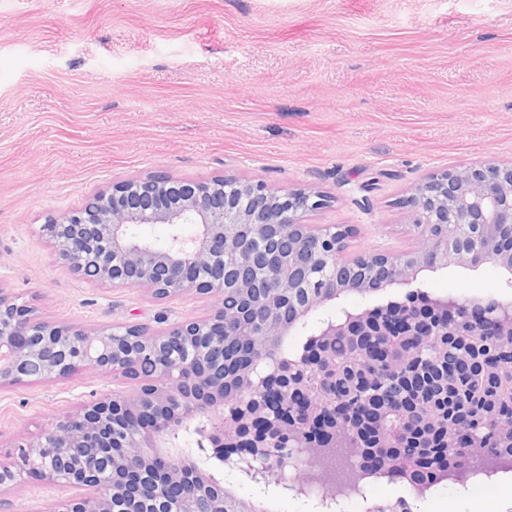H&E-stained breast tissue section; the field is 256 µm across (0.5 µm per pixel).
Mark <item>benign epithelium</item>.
<instances>
[{"instance_id":"obj_1","label":"benign epithelium","mask_w":512,"mask_h":512,"mask_svg":"<svg viewBox=\"0 0 512 512\" xmlns=\"http://www.w3.org/2000/svg\"><path fill=\"white\" fill-rule=\"evenodd\" d=\"M419 229L417 245L403 254L343 257L347 235L334 226L318 229L305 215L326 207L327 196L307 189L280 192L263 181H240L224 175L208 179H175L157 174L146 180L125 179L95 193L79 209L49 217L43 235L56 260L78 278L109 288H142L157 299L192 291L212 301L202 318L170 324L155 333L143 324L103 326L88 331L73 324L41 319L35 309L19 303L0 287V388L30 381L66 379L76 368L121 378L134 387L102 397L60 417L36 439L17 445L15 467L0 463V487L22 475L50 486H66L79 494L52 512H116L128 499L118 473L124 471L141 487L145 471L153 472L155 512H225L223 479L177 446V431L195 429L219 441L223 453L212 451L221 466L237 471L240 480L267 486L270 477L288 467L294 448H321L340 434L357 430L356 406L380 395L372 386L346 379L339 389L314 393L294 380L273 386L277 367L242 365L236 369L237 389L224 395V326L245 320L259 305L266 318L257 329L263 343L278 341L307 325L308 316L343 295H369L396 286H411L423 271L448 267L476 268L491 261L512 274V249L499 247V226H512V164L486 161L448 168L418 184L408 199ZM166 224L169 245L159 248L139 228ZM318 279L326 291L305 293ZM233 292L235 308L224 306ZM448 298L433 299L432 313L410 309L390 316L374 309L342 312L318 322L313 335L323 348L309 355L313 363L336 364L334 336L352 338V362L374 361L376 351L405 346L395 370L397 402L384 406L376 421L377 438L386 448L390 435L382 428L390 414L413 413L434 419V407L415 390L413 377L424 363L434 371L468 365L485 346L480 308L466 330H452L439 316ZM497 366H486L479 379L497 382V395L512 400V375L499 374L512 365V319L497 333ZM309 407L307 419L293 418L292 409ZM141 416V423L115 435V413ZM316 430L310 444L304 431ZM305 461L294 466L288 483L276 490L302 496Z\"/></svg>"}]
</instances>
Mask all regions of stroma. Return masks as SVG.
<instances>
[{
	"instance_id": "35a3bbf8",
	"label": "stroma",
	"mask_w": 512,
	"mask_h": 512,
	"mask_svg": "<svg viewBox=\"0 0 512 512\" xmlns=\"http://www.w3.org/2000/svg\"><path fill=\"white\" fill-rule=\"evenodd\" d=\"M512 163V0H0V286L39 317L89 329L207 315L192 293L101 288L54 259L41 227L112 182L230 175L330 196L307 223L354 229L344 255L415 247L406 200L432 172ZM438 297L512 298L494 263L423 278ZM351 293L309 325L407 295ZM81 369L0 388V461L92 396L121 389ZM267 512H324L225 473ZM69 488L0 489L44 512ZM470 491L382 480L335 512H470Z\"/></svg>"
}]
</instances>
